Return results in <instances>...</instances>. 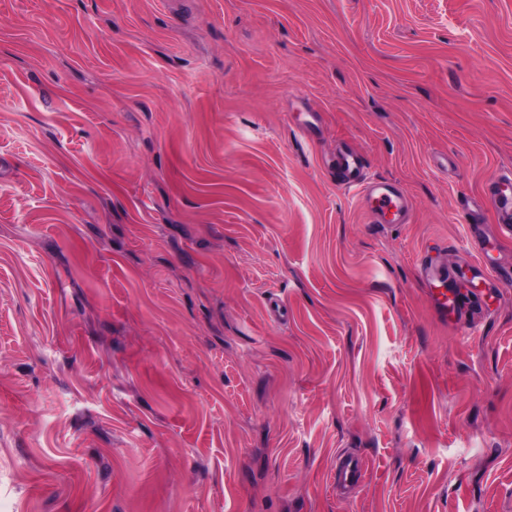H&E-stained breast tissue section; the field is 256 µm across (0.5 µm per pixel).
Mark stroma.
<instances>
[{
  "instance_id": "35a3bbf8",
  "label": "stroma",
  "mask_w": 512,
  "mask_h": 512,
  "mask_svg": "<svg viewBox=\"0 0 512 512\" xmlns=\"http://www.w3.org/2000/svg\"><path fill=\"white\" fill-rule=\"evenodd\" d=\"M509 170L512 0H0V512H512ZM342 185L355 191L362 201L370 203L376 211L383 215L390 214L391 222H408L411 209L406 198L387 181H367L361 176L357 161L345 160L343 163ZM512 171L502 174L485 197V204L494 211L497 224L512 233ZM511 199V207L509 206ZM440 271V266L433 264L432 261L422 263L421 281L423 288H425L426 295L438 320L448 322V318L453 317L454 321H461L463 311L456 298L453 282H448V289L445 288L443 292L437 290L439 288L436 281Z\"/></svg>"
}]
</instances>
